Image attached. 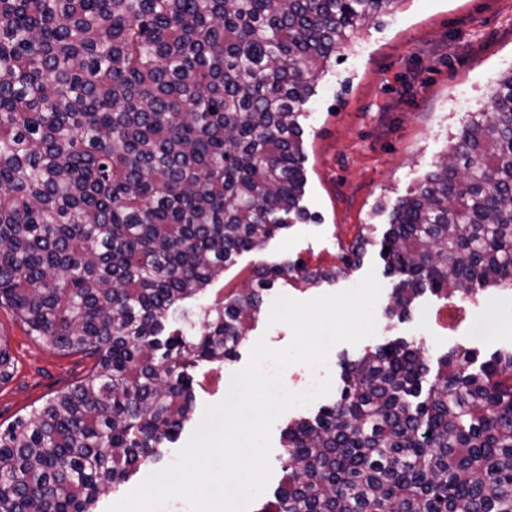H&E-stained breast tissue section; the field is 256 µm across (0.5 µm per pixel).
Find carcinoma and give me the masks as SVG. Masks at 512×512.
<instances>
[{
    "mask_svg": "<svg viewBox=\"0 0 512 512\" xmlns=\"http://www.w3.org/2000/svg\"><path fill=\"white\" fill-rule=\"evenodd\" d=\"M401 0H0V305L93 373L0 427V512H94L161 457L193 371L237 357L275 283L318 286L374 243L386 309L512 284V68L491 110L341 265L262 263L190 331L173 313L300 206L304 105L333 55ZM397 337L281 430L258 512H512V349L438 359Z\"/></svg>",
    "mask_w": 512,
    "mask_h": 512,
    "instance_id": "1",
    "label": "carcinoma"
}]
</instances>
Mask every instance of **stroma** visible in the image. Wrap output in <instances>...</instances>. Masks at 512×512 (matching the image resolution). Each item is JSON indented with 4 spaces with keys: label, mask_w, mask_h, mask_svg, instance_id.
I'll return each mask as SVG.
<instances>
[{
    "label": "stroma",
    "mask_w": 512,
    "mask_h": 512,
    "mask_svg": "<svg viewBox=\"0 0 512 512\" xmlns=\"http://www.w3.org/2000/svg\"><path fill=\"white\" fill-rule=\"evenodd\" d=\"M512 67V0H400L393 15L383 16L347 42L316 93L305 106L303 120L307 176L304 204L317 222L294 224L270 240L261 252L242 254L225 269L192 311L222 299L247 284L251 269L264 262L304 261L309 268H330L364 225L381 237L389 222V207L412 192L429 174L437 158L455 142L469 113L486 107L498 75ZM468 101L460 110L457 99ZM375 272L382 290L375 307L376 332L361 345H334L328 363L314 368L264 361L261 373L280 379L289 392L301 394L330 379L326 396L297 404L275 421L271 431L270 486L280 478V430L292 417L315 414L340 393V360L360 347L374 346L389 336L421 340L431 358L464 347L487 359L512 348V291L491 288L465 300L457 293H424L410 316L389 320L385 308L395 286L375 248H367L360 264L333 283L294 288L279 283L270 298L285 295L308 301L357 286ZM293 337L283 323L270 324L261 314L235 361L200 364L197 412L221 402L231 378L248 362L258 341L274 349ZM0 341L14 359L9 381L0 385V424L27 414L56 392L85 379L94 369L93 357L59 355L30 336L9 308H0ZM191 429H184L166 448L160 463L143 465L126 483L104 494L99 512L121 500L160 467L176 462Z\"/></svg>",
    "instance_id": "stroma-1"
}]
</instances>
